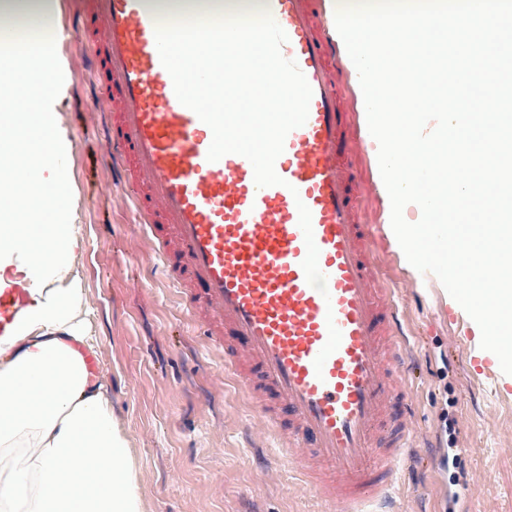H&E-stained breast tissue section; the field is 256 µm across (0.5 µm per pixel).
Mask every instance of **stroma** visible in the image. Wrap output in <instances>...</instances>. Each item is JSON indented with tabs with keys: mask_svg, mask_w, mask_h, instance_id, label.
Returning <instances> with one entry per match:
<instances>
[{
	"mask_svg": "<svg viewBox=\"0 0 512 512\" xmlns=\"http://www.w3.org/2000/svg\"><path fill=\"white\" fill-rule=\"evenodd\" d=\"M43 60L66 74L49 104L73 156L64 220L82 244L74 270L139 512H328L289 463L265 464L275 442L233 384L210 396L224 353L197 335L177 289L154 273L156 242L102 159L108 124L83 40L69 36ZM362 219L375 227L373 249L414 347L412 436L438 451L404 465L394 512H512V392L491 379L495 358L472 351L450 321L457 303L438 278L402 258L383 189L364 200ZM133 235L142 238L138 258L125 251ZM461 481L473 492L462 503L451 497Z\"/></svg>",
	"mask_w": 512,
	"mask_h": 512,
	"instance_id": "obj_1",
	"label": "stroma"
}]
</instances>
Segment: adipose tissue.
<instances>
[{"label":"adipose tissue","instance_id":"1","mask_svg":"<svg viewBox=\"0 0 512 512\" xmlns=\"http://www.w3.org/2000/svg\"><path fill=\"white\" fill-rule=\"evenodd\" d=\"M61 134L8 145L42 172ZM81 242L55 214L0 225V280L35 286L29 316L0 338V512H139L121 435L101 381L79 346H91L79 280H64Z\"/></svg>","mask_w":512,"mask_h":512}]
</instances>
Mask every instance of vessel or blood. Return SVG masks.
<instances>
[{"instance_id": "obj_1", "label": "vessel or blood", "mask_w": 512, "mask_h": 512, "mask_svg": "<svg viewBox=\"0 0 512 512\" xmlns=\"http://www.w3.org/2000/svg\"><path fill=\"white\" fill-rule=\"evenodd\" d=\"M80 28L91 49L98 104L112 139L104 159L118 170L158 243L163 276L178 288L201 335L224 351L236 384L310 492L335 512H368L386 499L402 456L416 457L409 420V344L391 288L371 256L360 215L356 114L325 0H257L288 40L311 89L308 118L288 133L275 161L278 185L260 188L244 156L212 162L211 128L174 92L156 47L157 25L180 14L216 18L246 0H91ZM66 25L0 26V83L22 61L61 44ZM53 196L67 209V155ZM311 213L327 293L306 281L299 205ZM31 304L29 284L0 283V337ZM341 342L315 369L329 326Z\"/></svg>"}]
</instances>
